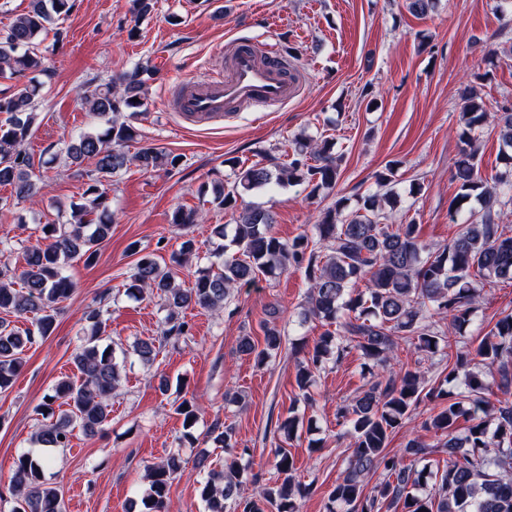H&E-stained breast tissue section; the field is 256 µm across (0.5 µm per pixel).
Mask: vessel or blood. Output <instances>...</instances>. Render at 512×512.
I'll list each match as a JSON object with an SVG mask.
<instances>
[{
    "label": "vessel or blood",
    "mask_w": 512,
    "mask_h": 512,
    "mask_svg": "<svg viewBox=\"0 0 512 512\" xmlns=\"http://www.w3.org/2000/svg\"><path fill=\"white\" fill-rule=\"evenodd\" d=\"M302 86L300 69L262 41L238 45L226 68L181 82L173 108L193 125L223 123L236 108L275 105L295 98Z\"/></svg>",
    "instance_id": "vessel-or-blood-1"
}]
</instances>
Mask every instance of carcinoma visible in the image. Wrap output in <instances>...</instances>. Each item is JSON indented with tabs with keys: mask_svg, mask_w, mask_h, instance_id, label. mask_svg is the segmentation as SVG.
<instances>
[{
	"mask_svg": "<svg viewBox=\"0 0 512 512\" xmlns=\"http://www.w3.org/2000/svg\"><path fill=\"white\" fill-rule=\"evenodd\" d=\"M74 7L75 0H29L27 11L16 16L0 38V76L26 78L12 94L0 97V113L8 114L6 125L0 126V186L11 187L10 197L0 198V209L12 199L35 198L45 186L26 152L39 116L37 105L52 78L40 44L49 26L67 18ZM156 73L147 58L92 91L78 88L97 125L62 137L58 152L78 166L91 163V184L84 192L86 202L72 205L70 219L43 225L40 240L26 249L22 288H13L10 270H0V313L31 315L30 326L24 329L0 318V392L12 387L21 372L26 348L53 331L59 304L75 288L67 268L76 260L93 263L106 241L114 223L106 183L130 165L146 172L177 165L176 157L151 144L141 145L132 155L124 150L137 138V131L120 119V113L144 105L145 89ZM461 120L451 178L458 186L456 203L474 201L479 210L469 213L446 246L421 241L414 223H386V208H394L398 197L395 170L389 167L377 178L384 192L367 195L360 207L348 213L342 202H336L312 225L310 236L285 241L273 232L271 210L245 206L234 224L214 227L219 240L214 256L221 262L198 268L190 288L181 287L176 273L162 268L154 257H139L126 292L133 297L146 292L159 297L166 308L164 326L157 336L117 349L105 343L109 334L102 312H87L90 332L73 358L81 380L58 381L46 398L49 422L36 434L39 450L23 451L15 461L11 512H62L57 489L44 479L53 450L68 447L75 428L94 435L110 421L112 393L129 358L153 363L156 345L189 334L182 316L185 310L192 306L222 310L234 288L291 268L304 269L310 284L306 314L330 325L339 323L338 329L322 334L299 364L297 384L305 399H311L309 387L315 375L353 350L373 377L367 389L338 411L339 424L346 427L351 441L341 476L329 495L328 512H382L399 502L403 512H512V312L502 315L477 346L456 348L454 363L442 378L430 380L418 368L392 366L401 342L431 357L444 350L447 337L466 335L479 303L478 284L512 279V236L500 230V222L512 212V108L489 112L481 97L467 91L462 96ZM486 126L497 130L503 164L492 185L482 178L476 146V131ZM339 175L333 143L300 136L294 140L288 164L257 161L238 168L230 183L213 184V202L233 209L247 192L286 184L307 183L315 194L334 187ZM199 222L194 210L178 209L171 218L179 228ZM281 343L280 331L269 328L263 346L243 336L239 350L262 365ZM455 381L456 392L443 390L444 384ZM496 390L505 398L490 400ZM423 401L435 403L436 412L426 428L440 434V439L429 443L416 435L399 453L386 452L390 435ZM175 411L183 416V439L193 441L195 404L184 399ZM462 418L470 425L460 433L457 424ZM206 437L228 454L220 468L207 465L205 456L195 462L202 473L200 497L206 512H225L229 501L242 512H265L268 504L276 512H300L299 499L309 488L294 483L295 462L286 449L274 454L277 479L247 496L238 479L233 428L216 424ZM433 453L446 455L443 470L436 474L424 464ZM183 471V460L176 453L147 466L148 484L142 492L146 512H164L172 483ZM378 472L383 480L368 487ZM431 478V491L417 494Z\"/></svg>",
	"mask_w": 512,
	"mask_h": 512,
	"instance_id": "carcinoma-1",
	"label": "carcinoma"
}]
</instances>
